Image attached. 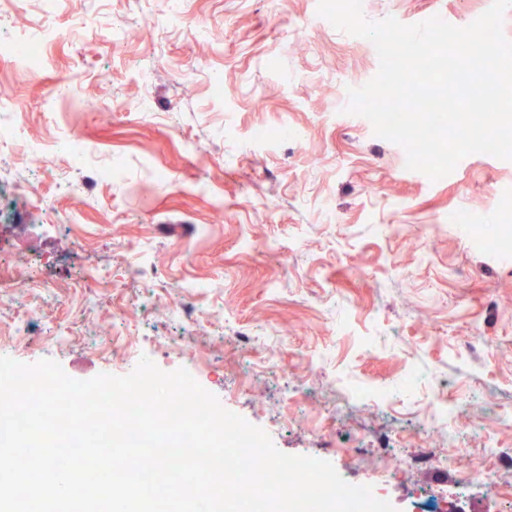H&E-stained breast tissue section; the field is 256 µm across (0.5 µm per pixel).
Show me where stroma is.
I'll list each match as a JSON object with an SVG mask.
<instances>
[{
	"label": "stroma",
	"instance_id": "1",
	"mask_svg": "<svg viewBox=\"0 0 512 512\" xmlns=\"http://www.w3.org/2000/svg\"><path fill=\"white\" fill-rule=\"evenodd\" d=\"M318 0H17L0 36L56 28L45 67L0 59V110L33 141L83 135L29 171L0 151V260L15 277L0 355L71 378L186 369L280 451L383 484L395 512H512V161L462 159L431 181L346 113L379 69L374 45ZM490 0H362L366 19L442 11L464 27ZM121 37L119 47L92 31ZM112 180L88 184L101 166ZM464 213L468 223L452 221ZM105 275L93 296L73 289ZM195 307L199 325L179 318ZM42 312L17 330L16 314ZM72 332L53 341L57 326ZM120 346L103 354L105 341ZM383 389L391 403L372 405ZM445 407L459 448L423 441ZM496 443L495 484L469 481ZM453 451L450 468L422 464Z\"/></svg>",
	"mask_w": 512,
	"mask_h": 512
}]
</instances>
